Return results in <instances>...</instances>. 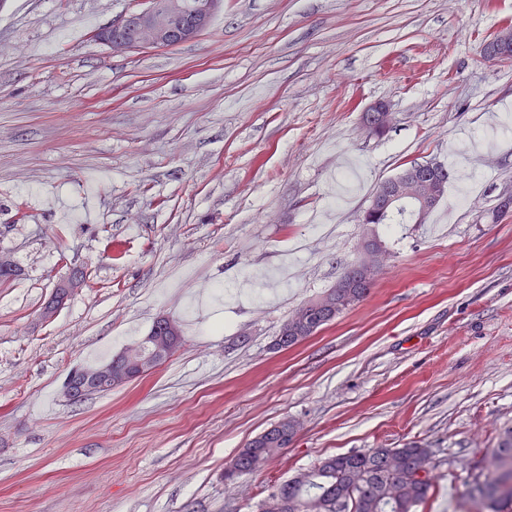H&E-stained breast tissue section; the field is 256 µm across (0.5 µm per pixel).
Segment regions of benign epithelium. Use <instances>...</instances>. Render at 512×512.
<instances>
[{
	"label": "benign epithelium",
	"instance_id": "benign-epithelium-1",
	"mask_svg": "<svg viewBox=\"0 0 512 512\" xmlns=\"http://www.w3.org/2000/svg\"><path fill=\"white\" fill-rule=\"evenodd\" d=\"M223 0H147V6L133 11L94 33L95 40L112 50L137 48H163L195 40L205 31ZM482 56L491 61L512 60V26L502 25L482 48ZM393 115L382 102L374 103L362 113L365 126L391 125ZM433 169L429 162H420L398 175L383 181L380 189L370 199L360 223L370 224L388 214L402 200L412 201L420 212H425L439 202L435 177L425 173ZM387 252L377 242L362 245L353 263L355 279L330 288L297 307L282 324L280 335L273 348L281 349L291 334L307 333L316 320L336 316V299L355 287L356 281L374 279L381 269ZM85 283L80 271L73 272L54 289L45 303L42 316L52 318L58 309ZM182 344L178 324L161 316L146 336L125 347L110 361L71 371L64 382L63 394L71 401L106 393L112 388L140 378L165 361Z\"/></svg>",
	"mask_w": 512,
	"mask_h": 512
}]
</instances>
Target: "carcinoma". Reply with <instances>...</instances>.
Instances as JSON below:
<instances>
[{
	"instance_id": "obj_1",
	"label": "carcinoma",
	"mask_w": 512,
	"mask_h": 512,
	"mask_svg": "<svg viewBox=\"0 0 512 512\" xmlns=\"http://www.w3.org/2000/svg\"><path fill=\"white\" fill-rule=\"evenodd\" d=\"M418 218L413 205L401 203L379 223L416 224ZM370 287L351 289L352 296L341 299L336 315L360 303ZM280 452L278 443L256 449L248 445L224 469V479L259 471ZM329 460V465H316L288 482V512H417L433 486V479L416 474L431 464L428 448H370ZM460 509L512 512V429L493 449L489 473L473 475Z\"/></svg>"
}]
</instances>
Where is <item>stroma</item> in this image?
<instances>
[{
	"instance_id": "stroma-1",
	"label": "stroma",
	"mask_w": 512,
	"mask_h": 512,
	"mask_svg": "<svg viewBox=\"0 0 512 512\" xmlns=\"http://www.w3.org/2000/svg\"><path fill=\"white\" fill-rule=\"evenodd\" d=\"M146 0H0V512H259L323 458L416 444L454 512L512 428V0H224L170 48L96 29ZM395 120L368 132L361 112ZM451 165L421 224H364L374 187ZM376 237L368 296L301 344L290 312ZM86 283L42 320L55 284ZM167 315L183 344L73 402L67 374ZM297 430L224 480L248 442ZM482 56L491 61L508 62L512 60V26L502 25L496 34L482 48ZM296 427L294 422L284 421L267 430L265 433L272 431L270 436L277 438V444L264 445L262 448H251V445L258 441L257 438L260 436L256 438L257 440L250 442L224 469V479L232 480L236 476L261 470L272 457L277 456L281 452L283 448L278 443L285 437L293 436L296 432ZM251 451L255 453L252 454ZM253 461L256 462L254 467L251 466Z\"/></svg>"
}]
</instances>
